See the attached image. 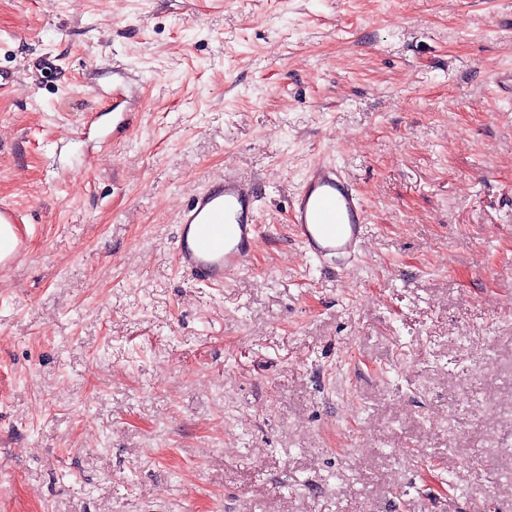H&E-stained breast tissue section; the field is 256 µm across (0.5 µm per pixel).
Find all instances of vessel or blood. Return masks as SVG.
<instances>
[{
  "mask_svg": "<svg viewBox=\"0 0 512 512\" xmlns=\"http://www.w3.org/2000/svg\"><path fill=\"white\" fill-rule=\"evenodd\" d=\"M261 195L255 182L212 180L179 212L175 252L182 270L213 287L248 265L262 235ZM18 209L0 206V268L20 261L26 243L18 234ZM289 222L305 254L321 265L354 261L368 228V212L342 168L329 159L311 164L289 203Z\"/></svg>",
  "mask_w": 512,
  "mask_h": 512,
  "instance_id": "1",
  "label": "vessel or blood"
}]
</instances>
